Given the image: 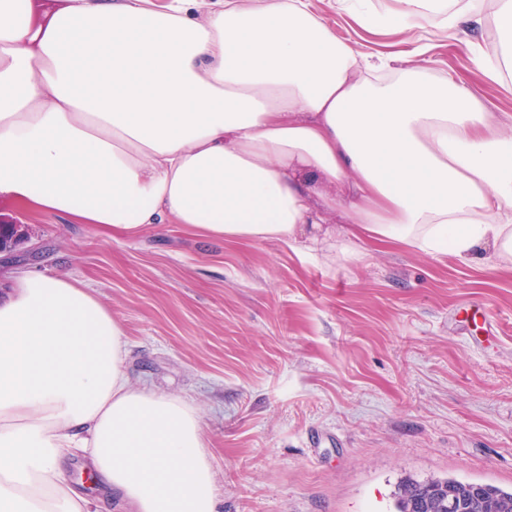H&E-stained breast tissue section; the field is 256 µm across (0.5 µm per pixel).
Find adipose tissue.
Instances as JSON below:
<instances>
[{"mask_svg": "<svg viewBox=\"0 0 512 512\" xmlns=\"http://www.w3.org/2000/svg\"><path fill=\"white\" fill-rule=\"evenodd\" d=\"M0 0V201L127 236L183 224L229 243L318 250L366 238L512 269V135L448 77L424 78L420 28L512 74V0H327L403 37L394 83L311 0ZM337 214L340 227L328 226ZM122 324L64 271L0 291V512H101L80 454L128 512H218L199 410L131 383ZM86 472H91L92 474H94L89 462L86 459H84L82 457H77L71 463H69L68 473H69L71 480L75 483V486L77 488L81 489L82 491L83 490L86 491L87 493H89L88 490L90 488H94V493L96 495H93V496L102 497L105 499V502H107L108 495H107L106 488L100 483V481L99 482L96 481L95 474H94V482L93 483H91V484L83 483L82 478L84 476V473H86Z\"/></svg>", "mask_w": 512, "mask_h": 512, "instance_id": "ef3b65f1", "label": "adipose tissue"}]
</instances>
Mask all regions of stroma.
<instances>
[{"label": "stroma", "mask_w": 512, "mask_h": 512, "mask_svg": "<svg viewBox=\"0 0 512 512\" xmlns=\"http://www.w3.org/2000/svg\"><path fill=\"white\" fill-rule=\"evenodd\" d=\"M424 38L428 79L454 74L512 115V79ZM0 220L25 232L0 279L67 270L123 325L131 380L199 408L220 512H395L409 476L512 488V270L229 244L180 224L126 237L3 203Z\"/></svg>", "instance_id": "stroma-1"}]
</instances>
